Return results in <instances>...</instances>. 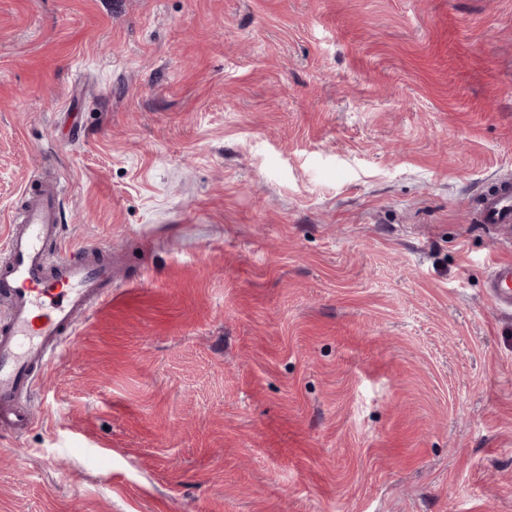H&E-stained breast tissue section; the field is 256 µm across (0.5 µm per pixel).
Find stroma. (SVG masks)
Listing matches in <instances>:
<instances>
[{"label": "stroma", "instance_id": "stroma-1", "mask_svg": "<svg viewBox=\"0 0 512 512\" xmlns=\"http://www.w3.org/2000/svg\"><path fill=\"white\" fill-rule=\"evenodd\" d=\"M39 179L112 301L0 512H512V0H0V234ZM481 222L483 224H512L511 182H501L496 191L485 197L481 209ZM487 280L490 296L512 308V264L494 266Z\"/></svg>", "mask_w": 512, "mask_h": 512}]
</instances>
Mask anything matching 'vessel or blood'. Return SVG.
<instances>
[{"mask_svg": "<svg viewBox=\"0 0 512 512\" xmlns=\"http://www.w3.org/2000/svg\"><path fill=\"white\" fill-rule=\"evenodd\" d=\"M59 186L30 190L0 238V429L19 435L33 424L27 405L36 380L62 358L81 318L112 297V253L104 247L57 252ZM485 224H512V183L501 182L481 209ZM490 296L512 306V264L497 265Z\"/></svg>", "mask_w": 512, "mask_h": 512, "instance_id": "1", "label": "vessel or blood"}]
</instances>
